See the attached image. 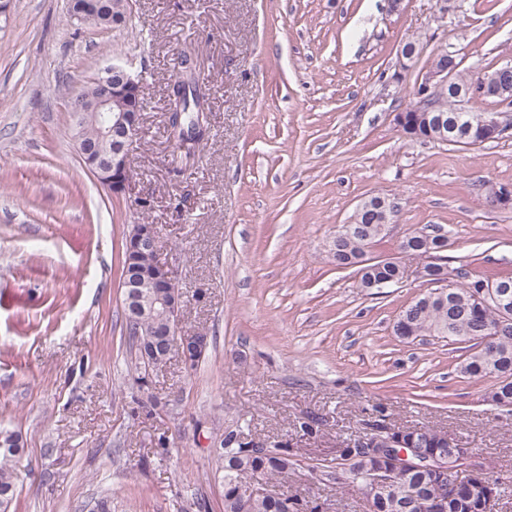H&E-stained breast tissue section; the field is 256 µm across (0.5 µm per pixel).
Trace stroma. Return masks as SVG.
Segmentation results:
<instances>
[{"mask_svg": "<svg viewBox=\"0 0 512 512\" xmlns=\"http://www.w3.org/2000/svg\"><path fill=\"white\" fill-rule=\"evenodd\" d=\"M423 50L398 67L404 41ZM440 45L465 66L512 63V0H131L124 25H77L67 0H9L0 15V427L25 440L10 512H223L210 448L249 425L288 442L289 493L323 512H367L316 463L335 458L376 413L458 438L505 483L512 512V410L484 402L490 377L459 366L465 344L402 342L393 322L427 291L419 264L372 293L327 252L359 203L400 212L371 249L396 256L411 232L448 235V267L512 276V209L477 189L512 186V130L463 148L402 136L393 115ZM209 93L210 130L173 171L167 93L183 53ZM126 61L148 87L132 180L117 198L84 167L65 86ZM160 230L158 254L184 293L179 327L211 348L134 381L121 315L122 241ZM159 402L154 411L141 403ZM314 419L308 436L300 422Z\"/></svg>", "mask_w": 512, "mask_h": 512, "instance_id": "35a3bbf8", "label": "stroma"}]
</instances>
